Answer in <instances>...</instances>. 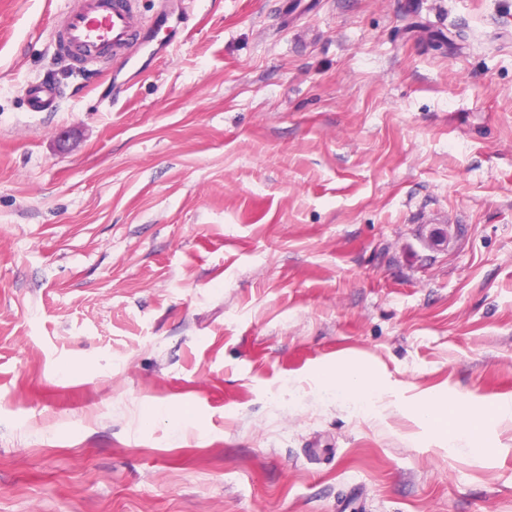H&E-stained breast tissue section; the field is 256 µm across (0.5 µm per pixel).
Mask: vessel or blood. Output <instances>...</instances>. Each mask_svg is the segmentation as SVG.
<instances>
[{
  "label": "vessel or blood",
  "mask_w": 512,
  "mask_h": 512,
  "mask_svg": "<svg viewBox=\"0 0 512 512\" xmlns=\"http://www.w3.org/2000/svg\"><path fill=\"white\" fill-rule=\"evenodd\" d=\"M134 0H72L54 31L56 43L75 60L94 63L102 47L112 49L117 59H125L132 41L147 45L157 41L162 27L159 24L139 23L135 16ZM59 88L39 83L26 87L30 108L44 112L54 108Z\"/></svg>",
  "instance_id": "b4317fda"
}]
</instances>
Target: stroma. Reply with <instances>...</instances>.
<instances>
[{
	"mask_svg": "<svg viewBox=\"0 0 512 512\" xmlns=\"http://www.w3.org/2000/svg\"><path fill=\"white\" fill-rule=\"evenodd\" d=\"M65 6L0 0V512H512V424L412 413L512 402V0ZM134 0H73L54 31L56 43L75 60L94 63L102 47L110 46L112 56L129 65L125 51L136 39L142 45L159 41L163 24L137 21ZM25 92L30 108L34 112H44L54 108L60 94L59 88L39 83L28 84ZM322 391L336 398L349 400L355 406L369 402L378 407L384 400V390L375 374L366 366L336 363L316 376ZM454 416V424L448 430L441 429L438 431V436L441 440H446L448 443L452 442L456 445L466 448H472L477 451H484L485 448L481 447V443L476 440L471 432L469 412L456 406L452 412Z\"/></svg>",
	"mask_w": 512,
	"mask_h": 512,
	"instance_id": "obj_1",
	"label": "stroma"
}]
</instances>
